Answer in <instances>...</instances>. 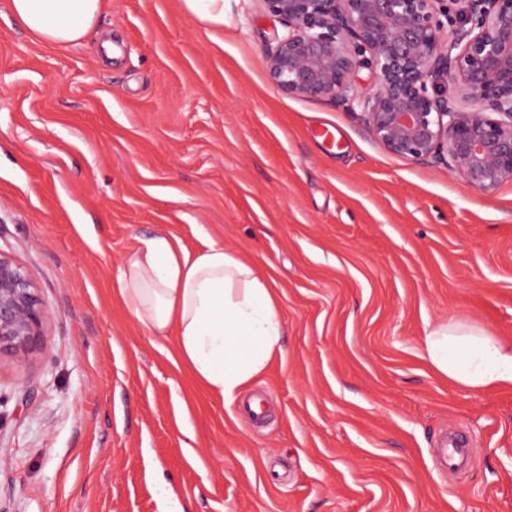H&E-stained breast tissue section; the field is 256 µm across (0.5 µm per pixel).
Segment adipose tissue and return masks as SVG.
Segmentation results:
<instances>
[{
	"label": "adipose tissue",
	"mask_w": 512,
	"mask_h": 512,
	"mask_svg": "<svg viewBox=\"0 0 512 512\" xmlns=\"http://www.w3.org/2000/svg\"><path fill=\"white\" fill-rule=\"evenodd\" d=\"M103 6L10 0L14 20L49 46L80 42ZM117 291L150 335H176L178 364L225 403L283 352L275 280L216 243L191 251L176 236L156 233L124 258ZM423 357L463 388L512 385V344L458 321L426 336Z\"/></svg>",
	"instance_id": "1"
}]
</instances>
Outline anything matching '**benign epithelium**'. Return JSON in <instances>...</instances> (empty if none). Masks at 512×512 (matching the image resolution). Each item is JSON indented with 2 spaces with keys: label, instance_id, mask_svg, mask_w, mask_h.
<instances>
[{
  "label": "benign epithelium",
  "instance_id": "benign-epithelium-1",
  "mask_svg": "<svg viewBox=\"0 0 512 512\" xmlns=\"http://www.w3.org/2000/svg\"><path fill=\"white\" fill-rule=\"evenodd\" d=\"M265 2L288 25L267 50L282 91L359 111L386 150L478 191L512 180V0ZM47 317L28 269L0 250V354L46 351Z\"/></svg>",
  "mask_w": 512,
  "mask_h": 512
}]
</instances>
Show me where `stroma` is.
Here are the masks:
<instances>
[{"label": "stroma", "instance_id": "1", "mask_svg": "<svg viewBox=\"0 0 512 512\" xmlns=\"http://www.w3.org/2000/svg\"><path fill=\"white\" fill-rule=\"evenodd\" d=\"M0 0V249L49 310L47 353L0 355V512H512V386L423 359L449 320L512 342V181L482 193L387 152L356 114L293 97L264 0L224 24L184 0H104L48 46ZM335 128V143L320 137ZM163 230L277 284L283 353L244 390L197 386L115 291ZM471 459L443 473L448 434Z\"/></svg>", "mask_w": 512, "mask_h": 512}]
</instances>
